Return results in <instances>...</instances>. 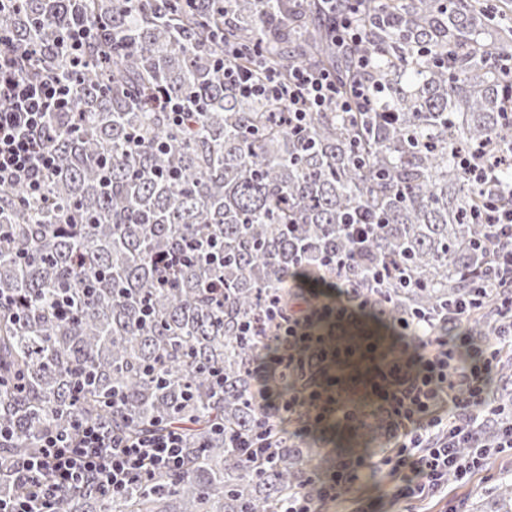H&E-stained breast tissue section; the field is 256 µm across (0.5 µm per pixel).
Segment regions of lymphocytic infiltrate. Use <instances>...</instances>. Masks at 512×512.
I'll list each match as a JSON object with an SVG mask.
<instances>
[{
  "label": "lymphocytic infiltrate",
  "mask_w": 512,
  "mask_h": 512,
  "mask_svg": "<svg viewBox=\"0 0 512 512\" xmlns=\"http://www.w3.org/2000/svg\"><path fill=\"white\" fill-rule=\"evenodd\" d=\"M23 57L0 35V185L21 184L37 194L55 163L49 116L69 111L74 82L59 73L21 74ZM223 72L225 80L241 84L253 97L287 100L284 118L294 128L307 113L331 103L344 112L373 108L372 86L358 84L352 98H340L336 79L326 70L299 67L286 82L272 70L257 82L230 66ZM507 162L486 144L464 160L468 180L486 189L487 200L474 219L488 233L477 247L489 255L499 286L492 290L479 283L457 300L446 312L453 331L436 329L432 318L420 314L387 336L359 337L353 328L358 308L341 291L319 312L298 303L285 313L275 306L265 312L275 331L261 373L288 371L305 379L280 395L263 386L255 391L263 428L277 423L296 436L315 433L328 439L373 421L393 443L379 458L370 452L338 453L329 471L314 475L313 491L289 496L284 512H323L328 502L351 495L382 468L397 479L392 502L420 500L440 492L449 478L470 482L489 455L512 451V421L495 445L484 444L480 435L484 422L502 413L489 392L500 349L512 346V206L506 203L512 183L499 180ZM203 250L220 260L218 245L199 239L182 240L160 254L158 284L168 285ZM493 295L500 332L495 340L480 341L470 316ZM263 428L229 435L227 443L269 458ZM186 454V432L177 423L162 435L134 439L113 435L98 421H78L69 436L48 429L37 452L17 469L16 492L0 495V512H66L67 498L88 482L119 497L150 474L182 469Z\"/></svg>",
  "instance_id": "lymphocytic-infiltrate-1"
}]
</instances>
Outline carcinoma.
<instances>
[{"label":"carcinoma","mask_w":512,"mask_h":512,"mask_svg":"<svg viewBox=\"0 0 512 512\" xmlns=\"http://www.w3.org/2000/svg\"><path fill=\"white\" fill-rule=\"evenodd\" d=\"M365 40L335 45L318 7L303 0H18L0 27L37 54L23 70L69 72L59 50L74 19L106 34L86 54L70 113H54L55 165L42 194L0 186V494L12 464L47 428L73 431L82 418L112 432H187L185 466L157 472L114 499L95 487L67 512H279L333 460L319 437L271 430L275 456L260 461L227 447L224 435L257 429L256 366L265 336H245L270 305L283 312L311 282L367 301L383 326L436 314L489 273L472 247L485 225L461 156L481 141L512 146V0H345ZM369 52L367 74L352 55ZM254 80L298 65L336 72L343 89H378L371 112H309L298 131L280 120L286 102L245 97L214 68L218 55ZM179 96L196 124L176 126L155 103ZM346 224H373L355 251ZM219 237L222 266L200 259L169 287L153 258L183 237ZM349 254L338 276L327 264ZM405 271L375 283L370 268ZM224 281V306L209 282ZM75 301L69 320L52 313ZM492 336L494 299L477 318ZM221 372L224 390L211 385ZM224 423V432L208 421Z\"/></svg>","instance_id":"obj_1"}]
</instances>
